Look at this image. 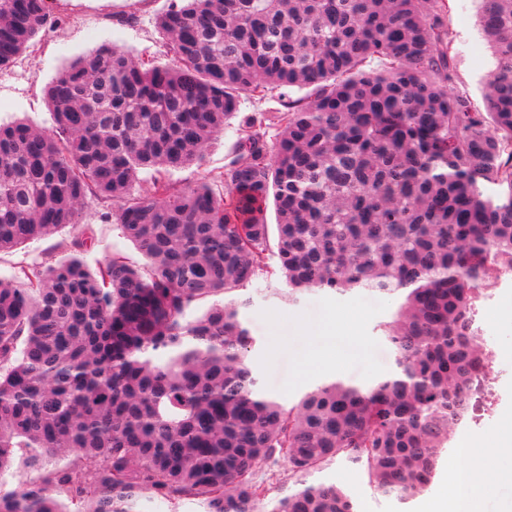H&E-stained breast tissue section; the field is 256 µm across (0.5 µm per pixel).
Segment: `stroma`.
<instances>
[{
	"label": "stroma",
	"mask_w": 512,
	"mask_h": 512,
	"mask_svg": "<svg viewBox=\"0 0 512 512\" xmlns=\"http://www.w3.org/2000/svg\"><path fill=\"white\" fill-rule=\"evenodd\" d=\"M176 0H54L56 26L42 30L33 45L5 69H0V125L24 121L37 128L52 125L46 90L62 67L89 54L100 45L111 44L129 50L139 60H157L164 55V38L157 27L160 15ZM448 24L460 79L474 98H481L495 69L489 43L479 25L475 0H445ZM237 139L235 127L224 132L206 149L201 163L172 176L187 187L209 182L222 174L224 158ZM104 207L88 198L82 215V233L59 229L50 236L0 254V279L11 278L18 262L66 260L77 236L88 238L83 253L90 270L119 251L131 263L144 259L136 247L120 235L113 220L103 217ZM285 284L259 280L245 290L249 303L241 310L255 343L249 354L251 368L261 391L284 406H292L305 394V387L292 386L297 361L306 342L297 327L304 321L320 319L326 311H356L370 352L368 362L346 365L341 378L361 386L388 376L395 369L393 350L385 328L392 321L396 301L359 290L306 292L297 300L284 295ZM512 296V275L495 280L477 307L476 318L486 344L502 350L503 337L512 336V321L490 324L489 316L505 297ZM492 385L495 396L488 411L477 420L458 426L461 434L492 428L498 421L507 392L512 391V365L494 363ZM312 483H332L348 493L357 512H420L421 499L400 500L376 491L361 466L336 459L308 477Z\"/></svg>",
	"instance_id": "stroma-1"
}]
</instances>
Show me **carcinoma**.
Here are the masks:
<instances>
[{
    "label": "carcinoma",
    "mask_w": 512,
    "mask_h": 512,
    "mask_svg": "<svg viewBox=\"0 0 512 512\" xmlns=\"http://www.w3.org/2000/svg\"><path fill=\"white\" fill-rule=\"evenodd\" d=\"M478 2L497 63L479 101L441 0H184L158 18L167 61L104 44L51 82V129L0 126V252L79 229L91 195L146 259L115 252L92 272L77 240L69 260L0 281V473L18 451L37 472L0 512H137L148 493L356 512L305 482L268 506L282 458L307 475L344 456L401 500L428 489L491 392L474 315L512 272V0ZM50 21L51 0H0V69ZM274 92L279 108L239 116L242 95ZM236 117L220 179L176 185ZM261 278L290 298L399 295L397 370L290 408L261 395L238 298ZM59 452L70 464L48 467Z\"/></svg>",
    "instance_id": "carcinoma-1"
}]
</instances>
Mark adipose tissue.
<instances>
[{
	"label": "adipose tissue",
	"instance_id": "ef3b65f1",
	"mask_svg": "<svg viewBox=\"0 0 512 512\" xmlns=\"http://www.w3.org/2000/svg\"><path fill=\"white\" fill-rule=\"evenodd\" d=\"M348 318L327 312L306 324L315 347L300 357L295 385L328 374H341L346 360L367 355L359 329L348 327ZM459 457L448 466L451 496L440 495L425 501L423 512H482L484 501L495 496L501 485L512 483V405L501 413L495 427L463 435Z\"/></svg>",
	"mask_w": 512,
	"mask_h": 512
}]
</instances>
